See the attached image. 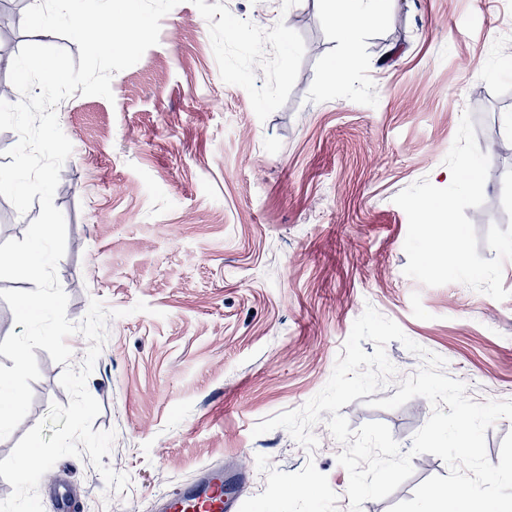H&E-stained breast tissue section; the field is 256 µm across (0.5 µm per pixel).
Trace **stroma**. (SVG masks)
Instances as JSON below:
<instances>
[{
    "mask_svg": "<svg viewBox=\"0 0 512 512\" xmlns=\"http://www.w3.org/2000/svg\"><path fill=\"white\" fill-rule=\"evenodd\" d=\"M237 18L299 33L304 57L286 103L266 120L247 92L222 81L209 24L183 0L161 21L157 45L116 73L112 99L74 93L57 107L73 151L54 204L66 223L57 265L78 323L91 299L122 310L87 379L101 411L92 428L115 431L104 465L127 474L108 490L89 455L61 458L38 494L73 490L74 512H155L210 465L268 457L294 473L314 463L349 512L343 446L322 412L307 451L288 431L253 427L301 408L328 382L366 307L444 358L473 401L512 399V260L509 296L407 277L408 220L394 197L419 179L445 186L463 112L489 159L485 202L466 209L478 253L494 258L490 225L512 170V0H386L371 23L344 37L327 0H222ZM354 65L331 78L329 61ZM149 310L134 312L137 302ZM40 377L28 415L0 439V460L68 405L63 367L36 349ZM341 412L351 429L385 423L401 450L432 413L414 397L399 408L357 398ZM413 474L362 512H389L447 465L413 457Z\"/></svg>",
    "mask_w": 512,
    "mask_h": 512,
    "instance_id": "obj_1",
    "label": "stroma"
}]
</instances>
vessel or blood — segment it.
<instances>
[{
  "label": "vessel or blood",
  "instance_id": "obj_1",
  "mask_svg": "<svg viewBox=\"0 0 512 512\" xmlns=\"http://www.w3.org/2000/svg\"><path fill=\"white\" fill-rule=\"evenodd\" d=\"M240 481L237 470L207 467L176 493L162 496L157 512H237Z\"/></svg>",
  "mask_w": 512,
  "mask_h": 512
}]
</instances>
